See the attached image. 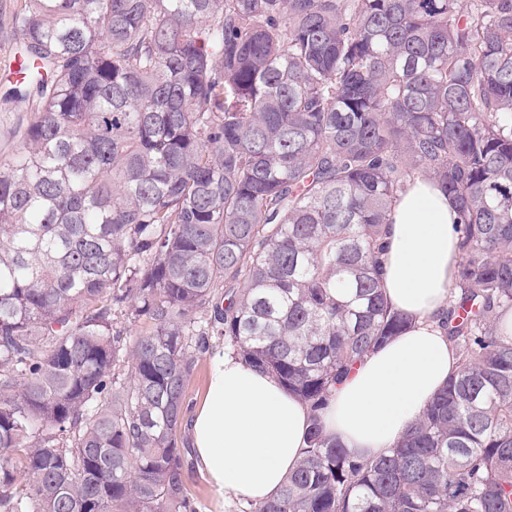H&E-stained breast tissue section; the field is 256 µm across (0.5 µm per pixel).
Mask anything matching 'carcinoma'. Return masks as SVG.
<instances>
[{"instance_id": "obj_1", "label": "carcinoma", "mask_w": 512, "mask_h": 512, "mask_svg": "<svg viewBox=\"0 0 512 512\" xmlns=\"http://www.w3.org/2000/svg\"><path fill=\"white\" fill-rule=\"evenodd\" d=\"M0 158V512H202L180 447L215 338L313 413L250 512H512V0H24ZM454 203L458 368L388 453L318 414L410 325L408 182Z\"/></svg>"}]
</instances>
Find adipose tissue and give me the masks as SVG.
Instances as JSON below:
<instances>
[{
    "label": "adipose tissue",
    "mask_w": 512,
    "mask_h": 512,
    "mask_svg": "<svg viewBox=\"0 0 512 512\" xmlns=\"http://www.w3.org/2000/svg\"><path fill=\"white\" fill-rule=\"evenodd\" d=\"M457 212L433 180L417 178L396 199L383 290L412 326L359 361L320 413L324 433L351 454L388 451L458 363L439 326L457 263ZM311 413L271 374L214 348L202 404L189 425L199 469L224 493L225 512L276 496L295 469Z\"/></svg>",
    "instance_id": "ef3b65f1"
}]
</instances>
